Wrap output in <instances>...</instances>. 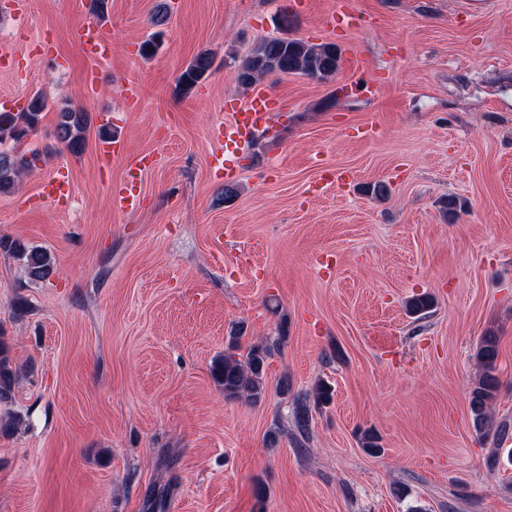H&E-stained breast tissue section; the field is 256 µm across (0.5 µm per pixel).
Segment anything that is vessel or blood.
Returning a JSON list of instances; mask_svg holds the SVG:
<instances>
[{
    "mask_svg": "<svg viewBox=\"0 0 512 512\" xmlns=\"http://www.w3.org/2000/svg\"><path fill=\"white\" fill-rule=\"evenodd\" d=\"M78 40L84 52L94 59L105 58L112 50L103 27L96 23L83 25L78 33ZM275 110L273 101L260 89L254 91L246 103L228 104V118L215 131L217 140L223 141L225 148L213 154L212 166L222 168L225 174H236L237 167L228 152L229 146L247 141L255 131L266 128Z\"/></svg>",
    "mask_w": 512,
    "mask_h": 512,
    "instance_id": "obj_1",
    "label": "vessel or blood"
}]
</instances>
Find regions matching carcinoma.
<instances>
[{
    "instance_id": "carcinoma-1",
    "label": "carcinoma",
    "mask_w": 512,
    "mask_h": 512,
    "mask_svg": "<svg viewBox=\"0 0 512 512\" xmlns=\"http://www.w3.org/2000/svg\"><path fill=\"white\" fill-rule=\"evenodd\" d=\"M341 60V49L333 42L311 43L303 39L274 36L259 41L240 61L236 71L237 82L250 87L265 76H302L312 81L325 82L336 74ZM213 54L199 52L178 78L181 93L193 90L209 76ZM47 109L44 97L36 93L19 112H0V145L6 141L16 144L34 132ZM88 121L79 109L66 108L59 112L55 137L70 152L78 154L87 144ZM37 155L27 157L15 149H0V194L12 192L16 181L32 168ZM0 253L22 261L27 277L32 282L49 277L56 265V257L43 247L27 246L18 239L0 237ZM433 307V299L425 294L416 295L406 302V311L420 317ZM243 328L230 331L228 351L215 358L211 375L224 391V399L233 401L245 399L251 403L261 401L268 390L266 380L269 348L263 343L241 346ZM498 337L489 334L482 338L476 358L482 374L470 390L469 406L476 433L484 438L493 437L503 441L512 429L505 422L497 423L492 417V406L498 395L500 380L496 375L499 356ZM17 376L12 366L10 349L0 339V404L11 399V392ZM294 426L301 434L309 430L310 407L307 401L295 402ZM361 447L370 455L382 453L379 437L370 430L360 433Z\"/></svg>"
}]
</instances>
